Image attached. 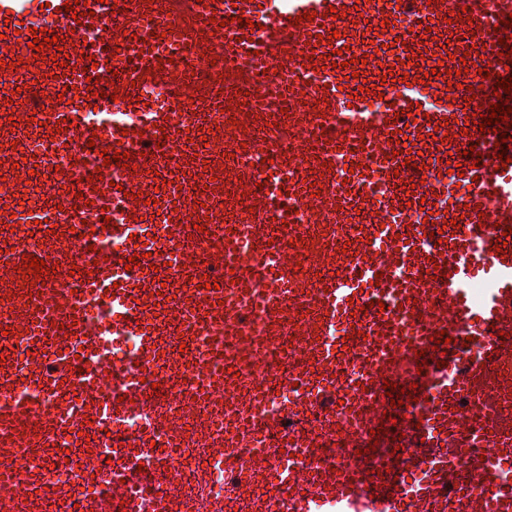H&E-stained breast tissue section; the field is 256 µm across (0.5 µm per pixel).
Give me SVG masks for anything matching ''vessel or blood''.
<instances>
[{"label":"vessel or blood","instance_id":"1","mask_svg":"<svg viewBox=\"0 0 512 512\" xmlns=\"http://www.w3.org/2000/svg\"><path fill=\"white\" fill-rule=\"evenodd\" d=\"M260 2L194 0L187 35L158 0H86L70 13L64 0H0V55L12 65L0 95L12 71L37 77L0 117V136L36 141L39 165L67 150L47 173L45 204L0 197V236L38 220L49 229L0 259V299L14 305L0 322L13 341L0 362L8 512H225L210 484L218 470L234 473L230 496L245 512H512V162L496 149L502 139L512 148V126L477 125L497 101L512 0H388L381 13L366 0H283L272 15ZM141 21L146 44L116 55ZM87 27L100 40L82 39ZM42 31L59 36L67 65L31 49ZM227 36L266 121L279 118L270 98L305 101L287 146L226 121L224 81L210 70L201 111L173 95L134 129L98 117L105 96L131 105L143 95L132 70L196 60ZM54 92L67 106L43 111ZM198 125L211 161L230 150L245 167L271 161L230 189L255 220L211 225L203 253L190 219L201 171L187 163ZM476 145L477 163L466 154ZM119 151L131 165L105 164ZM312 169L318 196L304 181ZM155 196L167 239L147 257ZM354 212L360 223H320ZM89 214L123 248L93 249ZM28 255L46 264L31 285L20 271ZM220 271L232 282L203 288ZM246 304L263 343L244 338ZM98 309L109 320L92 318ZM205 328L218 341L201 353ZM441 330L448 340L434 344ZM130 337L135 361L113 365L114 343ZM183 346L194 364L181 362ZM226 357L230 378L211 369ZM388 382L405 387L402 406ZM21 383L29 396L16 397ZM287 387L294 396L279 404ZM250 438L258 447H245ZM32 457L46 469L29 468ZM52 467L69 481L50 480Z\"/></svg>","mask_w":512,"mask_h":512}]
</instances>
